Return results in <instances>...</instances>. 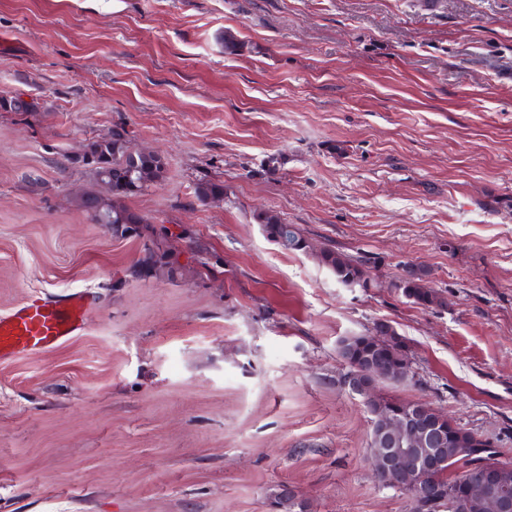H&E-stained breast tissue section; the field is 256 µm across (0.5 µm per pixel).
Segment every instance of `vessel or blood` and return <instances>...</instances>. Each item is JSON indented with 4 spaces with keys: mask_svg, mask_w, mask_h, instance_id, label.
I'll list each match as a JSON object with an SVG mask.
<instances>
[{
    "mask_svg": "<svg viewBox=\"0 0 512 512\" xmlns=\"http://www.w3.org/2000/svg\"><path fill=\"white\" fill-rule=\"evenodd\" d=\"M88 308L86 293L75 291L54 300L37 298L0 316V359L59 346L82 330Z\"/></svg>",
    "mask_w": 512,
    "mask_h": 512,
    "instance_id": "1",
    "label": "vessel or blood"
}]
</instances>
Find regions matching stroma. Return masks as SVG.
Here are the masks:
<instances>
[{"label": "stroma", "instance_id": "obj_1", "mask_svg": "<svg viewBox=\"0 0 512 512\" xmlns=\"http://www.w3.org/2000/svg\"><path fill=\"white\" fill-rule=\"evenodd\" d=\"M1 92L37 108L0 112V314L69 291L91 311L0 361V512H280L284 488L410 512L340 384L339 340L379 322L412 373L381 395L512 461V0H0ZM114 133L167 163L123 238L77 208L97 185L70 161ZM151 249L169 272L141 275ZM411 266L444 307L392 289ZM255 219L261 225L266 236L273 242L279 244L284 249L290 251H304L306 238L301 230L294 224H284L279 216L271 212L257 213ZM280 240H284L287 244L282 245ZM319 260L338 283L342 285L355 283L363 287L369 284L370 287V281L365 276L366 259L364 257H352L332 248H324L320 252Z\"/></svg>", "mask_w": 512, "mask_h": 512}]
</instances>
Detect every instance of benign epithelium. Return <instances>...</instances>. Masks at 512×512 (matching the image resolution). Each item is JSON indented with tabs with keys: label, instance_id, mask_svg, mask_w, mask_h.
Wrapping results in <instances>:
<instances>
[{
	"label": "benign epithelium",
	"instance_id": "1",
	"mask_svg": "<svg viewBox=\"0 0 512 512\" xmlns=\"http://www.w3.org/2000/svg\"><path fill=\"white\" fill-rule=\"evenodd\" d=\"M343 385L363 398L367 407L384 400L380 385L397 372L384 359L346 362ZM457 426L445 427V419L427 417L419 405L395 409L384 422L381 433L386 447L370 451V466L376 480L404 491L415 512H426L434 499V490L423 482V473L446 464L440 447L455 439ZM508 468L502 465L483 466L478 476L462 481L448 492V508L479 501L483 512H512V485L506 479Z\"/></svg>",
	"mask_w": 512,
	"mask_h": 512
}]
</instances>
